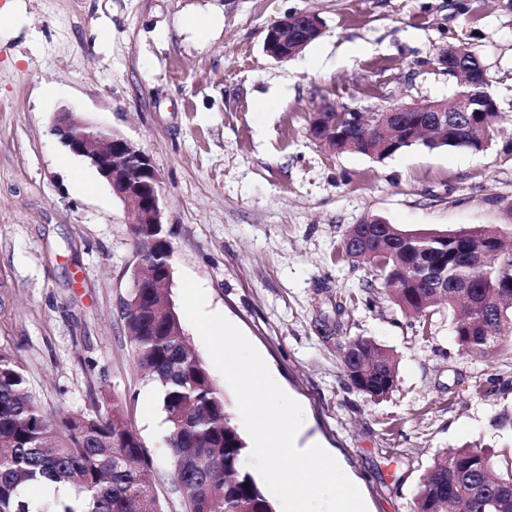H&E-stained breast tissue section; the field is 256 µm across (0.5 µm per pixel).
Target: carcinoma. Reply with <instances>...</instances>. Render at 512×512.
<instances>
[{"label": "carcinoma", "instance_id": "1", "mask_svg": "<svg viewBox=\"0 0 512 512\" xmlns=\"http://www.w3.org/2000/svg\"><path fill=\"white\" fill-rule=\"evenodd\" d=\"M358 112H331L312 129L316 139L351 137L367 154ZM495 125L475 112L432 149L482 150L471 123ZM136 248L150 243L147 224L128 225ZM340 255L361 259L394 287L406 314L417 317L443 302L462 303L454 324L459 350L498 354L512 345L502 300H512V232L478 225L452 234L407 233L393 224H355ZM428 264L444 284L425 277ZM168 288H133L122 312L137 366L157 384L167 424L165 439L184 512H275L243 467L246 442L205 361L189 346ZM351 385L382 400L397 386L395 357L370 339L342 346ZM156 472L123 406L97 399L79 413L50 416L29 391L21 363L0 348V512H165L155 493ZM414 512H512V461L496 464L477 446L434 459L417 487Z\"/></svg>", "mask_w": 512, "mask_h": 512}]
</instances>
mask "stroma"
I'll return each instance as SVG.
<instances>
[{
	"label": "stroma",
	"instance_id": "obj_1",
	"mask_svg": "<svg viewBox=\"0 0 512 512\" xmlns=\"http://www.w3.org/2000/svg\"><path fill=\"white\" fill-rule=\"evenodd\" d=\"M305 11L324 25L296 56L263 51L268 27ZM466 44L486 69L499 128L481 152L414 146L377 160L315 140L318 108L372 116L460 85L435 62ZM117 130L161 178L181 277L201 284L343 461L368 512H412L434 458L465 445L512 460V352L460 353L447 304L404 314L364 261L339 258L368 216L414 233L512 231V0H0V347L47 414L120 400L183 512L158 387L133 359L119 302L136 249L128 205L52 132L62 110ZM85 175L74 181L73 170ZM393 352L397 386L352 388L339 344Z\"/></svg>",
	"mask_w": 512,
	"mask_h": 512
}]
</instances>
